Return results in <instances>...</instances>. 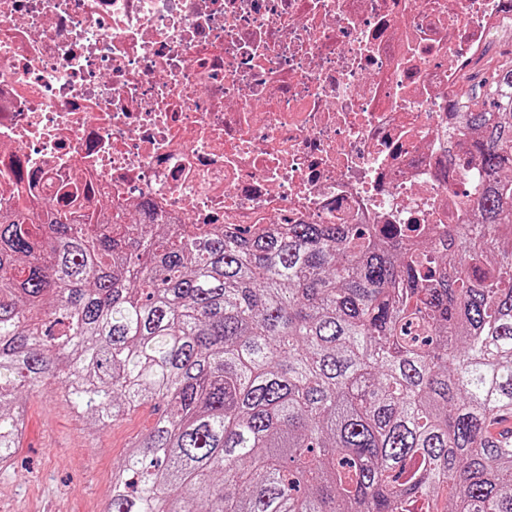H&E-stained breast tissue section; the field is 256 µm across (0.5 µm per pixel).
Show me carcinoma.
<instances>
[{"instance_id": "obj_1", "label": "carcinoma", "mask_w": 512, "mask_h": 512, "mask_svg": "<svg viewBox=\"0 0 512 512\" xmlns=\"http://www.w3.org/2000/svg\"><path fill=\"white\" fill-rule=\"evenodd\" d=\"M460 95L488 185L435 257L369 224L1 211L0 463L54 379L95 427L163 406L106 512H512V55Z\"/></svg>"}]
</instances>
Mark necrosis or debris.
<instances>
[{
    "instance_id": "4bbe7bcc",
    "label": "necrosis or debris",
    "mask_w": 512,
    "mask_h": 512,
    "mask_svg": "<svg viewBox=\"0 0 512 512\" xmlns=\"http://www.w3.org/2000/svg\"><path fill=\"white\" fill-rule=\"evenodd\" d=\"M512 0H0V210L75 223L473 224L463 78Z\"/></svg>"
}]
</instances>
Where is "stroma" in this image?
I'll return each instance as SVG.
<instances>
[{
    "label": "stroma",
    "mask_w": 512,
    "mask_h": 512,
    "mask_svg": "<svg viewBox=\"0 0 512 512\" xmlns=\"http://www.w3.org/2000/svg\"><path fill=\"white\" fill-rule=\"evenodd\" d=\"M24 428L10 461L0 463V512H105L112 466L159 417L142 405L104 429L85 423L55 381L24 391Z\"/></svg>",
    "instance_id": "35a3bbf8"
}]
</instances>
